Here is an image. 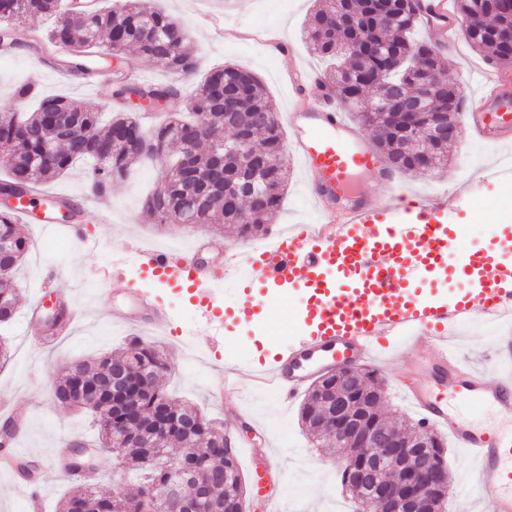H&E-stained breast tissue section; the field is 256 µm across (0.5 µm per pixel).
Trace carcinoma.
Instances as JSON below:
<instances>
[{
    "instance_id": "obj_1",
    "label": "carcinoma",
    "mask_w": 512,
    "mask_h": 512,
    "mask_svg": "<svg viewBox=\"0 0 512 512\" xmlns=\"http://www.w3.org/2000/svg\"><path fill=\"white\" fill-rule=\"evenodd\" d=\"M376 15L371 0H315L304 36L309 49L334 61L336 91L347 110L364 126L374 128L386 162L395 157L399 124L394 117L364 109L361 101L370 92L379 100L404 92L430 76L433 111L451 112L457 93L445 75L444 58L429 43L412 37L419 25L418 13L404 10L398 0H386ZM347 9L349 26L334 24L336 13ZM462 15L479 14L483 25L466 29L477 53L502 69L512 68V50L496 40V32L512 28V12L499 8L498 0H456ZM53 20L40 40L27 39L19 27L26 18ZM16 27L0 30V43L15 46L28 40L36 53L45 47L62 50L56 66L76 79H91L105 70L113 76L112 97L127 104L108 123L100 113L62 96L38 99L33 111L21 105L36 97L30 84L14 89L13 103L0 106V165L9 178L0 182V195H22L38 183L48 182L81 159L94 161L89 190L102 196L112 182L122 178L145 159L165 162L164 180L147 196L145 207L159 224L193 221L214 229L235 226L241 239H253L276 223L288 187V164L263 170L255 161L281 152L283 132L275 109L259 79L235 65L213 68L194 92L183 98L179 86L138 84L124 76L129 64L125 51L183 77L194 75L198 62L188 45L186 28L174 18L153 9L148 0H122L116 7L85 13L66 7L62 0H0V20ZM378 32L376 46L360 55L351 51L360 37ZM243 92L248 106L235 124L224 126V93ZM185 101L188 115L171 116L145 130L133 109L154 110L163 103ZM421 143L432 165L407 175H426L448 161V145L423 135ZM191 156L195 167L189 176L179 161ZM237 171L238 185L246 189L256 172L264 182L259 197L245 203L249 223L240 224L230 205L224 203V162ZM0 276L12 277L31 248L11 208L0 207ZM19 294L0 288V326L10 323L18 311ZM170 368L163 351L133 339L116 354L78 360L64 367L57 378L55 397L94 417L102 446L109 449L119 472L143 474L134 495L114 499L89 486L64 498L58 512H139L142 499L157 488H174L189 481L203 488L213 512H242L244 487L236 461L224 460V430L197 409L175 401L158 384ZM320 386L313 384L300 409L302 425L315 437L332 439L321 426Z\"/></svg>"
}]
</instances>
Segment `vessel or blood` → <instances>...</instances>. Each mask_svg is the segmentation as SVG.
Here are the masks:
<instances>
[{
    "mask_svg": "<svg viewBox=\"0 0 512 512\" xmlns=\"http://www.w3.org/2000/svg\"><path fill=\"white\" fill-rule=\"evenodd\" d=\"M420 21L452 45L454 0H422ZM287 78L294 102L284 120L318 221L277 225L263 243L228 246L220 275L240 293L271 283L301 285L303 334L288 347L218 374L217 393L236 398L249 386L289 404L324 373L380 357L394 361L405 347H415L420 356L399 387L422 424L447 432L470 459L467 482L477 497L463 499L464 512H512V429H483L472 419L483 410L512 420V266L493 250L462 247L457 225L448 221L458 191L449 190L435 204L421 199L401 183L398 171L361 143L319 78L302 68L289 70ZM465 117L467 139L512 143V76L489 75L481 92L469 98ZM362 174L391 187V197L369 200L356 184ZM68 200L63 193L48 199L36 191L17 199L13 208L23 220L38 213L46 232L61 230L78 239L79 222L57 221V211ZM197 253L194 247L173 253L117 244L110 262L95 272L109 282L129 259H137L140 272L184 287L212 336L220 337L226 318L245 323L258 309L222 305L214 286L219 274L205 268ZM439 272L465 284V292L449 302L435 301L428 286ZM478 272L483 282L474 290L470 282ZM112 319L133 332L166 323L163 310L137 288L123 289ZM477 323L496 328L491 379L454 349L462 328Z\"/></svg>",
    "mask_w": 512,
    "mask_h": 512,
    "instance_id": "vessel-or-blood-1",
    "label": "vessel or blood"
}]
</instances>
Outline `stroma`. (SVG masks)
Listing matches in <instances>:
<instances>
[{"mask_svg": "<svg viewBox=\"0 0 512 512\" xmlns=\"http://www.w3.org/2000/svg\"><path fill=\"white\" fill-rule=\"evenodd\" d=\"M151 6L174 17L186 29L196 31L192 45L201 71L233 63L255 73L277 112L291 105V93L282 76L296 64H305L328 77L326 61L314 57L301 39V30L311 13L313 0H150ZM278 38L288 43L290 54L268 53L266 41ZM447 78L464 94L479 91L488 64L458 34L454 52L448 53ZM37 59L29 50H15L12 57L0 58V104L8 101L16 84L36 81L40 94L64 95L92 110H100L96 97L80 84H70L53 72L37 71ZM512 151L478 141H461L448 158L447 165L425 177L403 176L402 181L414 193L435 198L454 181L473 185L471 197L449 217L460 227L467 247L482 250L497 245L504 258L512 259V184L484 185V169L504 161ZM290 178L278 224L313 221L314 215L303 195L297 161H290ZM90 173L87 163H76L67 174L49 182L55 192L83 199L88 207L84 233L92 249L72 242L65 233L43 235L39 225H23L34 246L17 273L13 285L23 304L41 299L45 303L70 297L81 302L86 320L74 333L43 345L41 337L22 333L21 320L6 328L12 347L11 362L0 368V401L6 410L21 413L26 429L20 447L29 449L40 460H48L56 449L76 440L97 443V431L88 413L62 407L54 396L57 374L69 363L121 350L133 337L132 332L115 324L111 317L112 295L128 287L136 275L128 265L125 275L109 284L87 280L86 267L107 260L116 238L134 243L166 247L182 240L194 242L199 226L159 224L143 207L145 197L162 178L159 164L135 166L126 177L115 181L109 193L89 195L86 184ZM171 311V326L142 332V339L166 353L170 368L161 378L166 391L181 402L194 405L202 414L223 425L233 442L246 441L264 448L270 442L281 445V475L270 476L263 458L249 459L238 453L246 501L245 512H268L267 500L279 496L281 512H291L293 502H301L306 512H322V499L333 495L348 500L338 476L342 456L330 453L310 437L299 419L300 402L273 409L246 397L244 401L218 403L209 391L212 369L229 368L265 353L269 347L288 345L299 331L303 290L289 284L270 285L261 293L264 307L249 323L226 322L224 337L212 341L206 325L198 321L185 289L163 284L157 291ZM406 353L393 364H378L383 381V410L395 422L418 421L419 416L397 388V382L415 359ZM245 418H236L238 408Z\"/></svg>", "mask_w": 512, "mask_h": 512, "instance_id": "35a3bbf8", "label": "stroma"}]
</instances>
